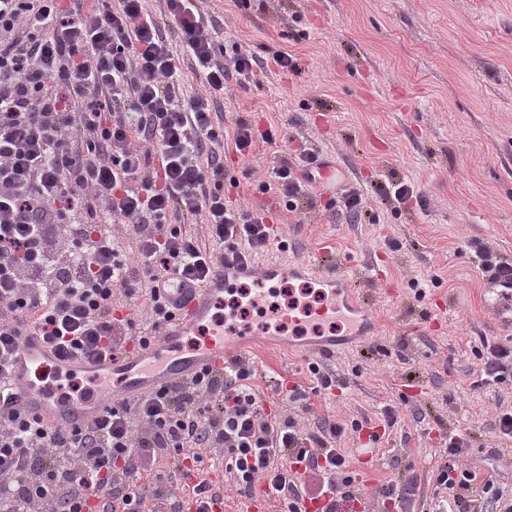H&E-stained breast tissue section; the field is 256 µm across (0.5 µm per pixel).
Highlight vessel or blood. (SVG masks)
<instances>
[{
    "label": "vessel or blood",
    "instance_id": "obj_1",
    "mask_svg": "<svg viewBox=\"0 0 512 512\" xmlns=\"http://www.w3.org/2000/svg\"><path fill=\"white\" fill-rule=\"evenodd\" d=\"M306 276L320 284L343 289L342 297L328 295L315 311L317 318L326 321L343 316L352 335H365L364 302L345 272L322 270L310 262L247 264L228 254L213 266L202 287L175 289L174 298L182 302L183 310L164 327L163 340L157 346L118 360L64 359L40 337H25L12 361L10 386L15 394V406L55 426L94 424L112 403L134 399L158 386L237 359L242 334L216 321L215 309L223 302L225 292L244 280L272 283ZM485 292L489 308L495 310L501 298H512V283L497 276L488 279ZM43 370L52 371L60 378L81 376L98 382L100 388L76 399L60 398L36 382V374Z\"/></svg>",
    "mask_w": 512,
    "mask_h": 512
}]
</instances>
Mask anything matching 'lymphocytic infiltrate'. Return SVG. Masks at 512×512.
<instances>
[{"label":"lymphocytic infiltrate","mask_w":512,"mask_h":512,"mask_svg":"<svg viewBox=\"0 0 512 512\" xmlns=\"http://www.w3.org/2000/svg\"><path fill=\"white\" fill-rule=\"evenodd\" d=\"M93 7L87 0H0V512H212L204 457L223 461L243 504L258 488L281 512L356 499L341 425L304 429L305 389L259 390L253 361L160 386L86 427H49L14 408L6 383L23 337L63 357L122 356L160 341L176 308L165 289L201 284L213 263L277 244L270 211L224 201L218 110L229 80L264 62L219 61V23L197 0ZM192 72L202 88L189 90ZM315 152L299 148L261 189L288 210L307 194ZM200 220L204 237L188 225ZM485 384L512 379V345L484 341ZM448 438L432 472L435 512L463 502L512 512V494L460 464ZM197 475L175 496L182 471Z\"/></svg>","instance_id":"lymphocytic-infiltrate-1"}]
</instances>
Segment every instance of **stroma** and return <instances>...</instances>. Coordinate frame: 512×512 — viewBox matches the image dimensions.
I'll return each instance as SVG.
<instances>
[{"label":"stroma","mask_w":512,"mask_h":512,"mask_svg":"<svg viewBox=\"0 0 512 512\" xmlns=\"http://www.w3.org/2000/svg\"><path fill=\"white\" fill-rule=\"evenodd\" d=\"M223 17L220 47L239 45L270 63L277 51L298 68L271 66L229 82L220 121L259 124L270 141L247 154L224 153V198L265 208L284 249L258 262L311 261L354 271L376 322L373 336L320 365L329 394L313 393L311 356L298 346L268 347L253 330L241 355L260 386L283 381L311 392L314 418L341 424L337 447L376 512L387 481L416 482L414 507L431 500V469L443 436L469 437L465 467L512 492V458L492 455L498 411L512 409V381L481 382L482 337L512 334L481 302L485 279L475 245L512 259V0H201ZM337 164L339 184L314 183L291 211L260 183L268 166L300 146ZM398 177L426 206L388 203L374 184ZM360 188L367 212L340 209L341 189ZM426 281L424 295L415 282ZM392 408L395 424L382 412ZM362 432H354V425Z\"/></svg>","instance_id":"obj_1"}]
</instances>
